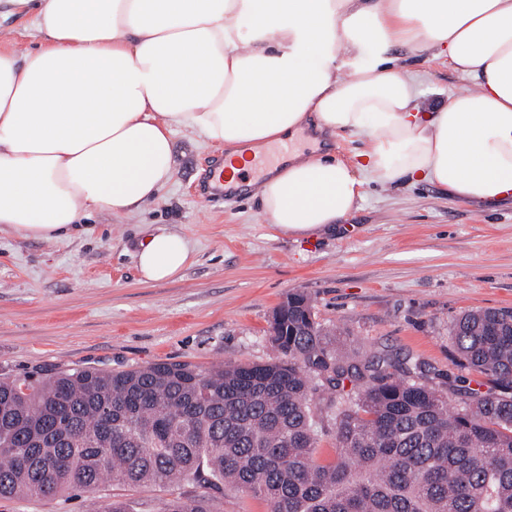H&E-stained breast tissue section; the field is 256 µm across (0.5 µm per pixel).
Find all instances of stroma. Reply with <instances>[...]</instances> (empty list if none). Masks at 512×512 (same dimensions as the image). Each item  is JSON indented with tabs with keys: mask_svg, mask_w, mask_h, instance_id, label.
Instances as JSON below:
<instances>
[{
	"mask_svg": "<svg viewBox=\"0 0 512 512\" xmlns=\"http://www.w3.org/2000/svg\"><path fill=\"white\" fill-rule=\"evenodd\" d=\"M30 32L29 17L0 0V48L33 46ZM392 55L416 73L423 105L473 87L447 57L401 45ZM173 146L172 181L135 216L97 214L56 241L0 232V377L162 361L263 363L276 355L272 312L298 290L348 357H409L427 382L490 388L488 377L464 367L449 328L469 310L512 309L511 202L473 204L428 182H368L336 231L301 238L269 224L252 192L205 198L200 186L223 149L179 130ZM172 228L191 240L193 264L180 279L141 282L140 242ZM196 491L107 482L93 494L0 499V512H97L112 497L134 512H159L172 496Z\"/></svg>",
	"mask_w": 512,
	"mask_h": 512,
	"instance_id": "1",
	"label": "stroma"
}]
</instances>
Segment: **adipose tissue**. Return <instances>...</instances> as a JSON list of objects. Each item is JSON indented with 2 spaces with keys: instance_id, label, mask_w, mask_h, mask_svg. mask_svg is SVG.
Returning a JSON list of instances; mask_svg holds the SVG:
<instances>
[{
  "instance_id": "1",
  "label": "adipose tissue",
  "mask_w": 512,
  "mask_h": 512,
  "mask_svg": "<svg viewBox=\"0 0 512 512\" xmlns=\"http://www.w3.org/2000/svg\"><path fill=\"white\" fill-rule=\"evenodd\" d=\"M11 2L40 44L0 49V231L54 240L94 213L137 214L173 177L178 129L225 146L236 189L251 157L284 146L254 195L290 235L334 230L366 175L512 199V0ZM398 43L446 54L475 92L420 111ZM340 131L370 141L354 164L287 148ZM193 261L173 229L137 254L146 282Z\"/></svg>"
}]
</instances>
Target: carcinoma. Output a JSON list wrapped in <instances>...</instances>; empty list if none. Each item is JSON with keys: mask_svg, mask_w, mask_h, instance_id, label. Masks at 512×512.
<instances>
[{"mask_svg": "<svg viewBox=\"0 0 512 512\" xmlns=\"http://www.w3.org/2000/svg\"><path fill=\"white\" fill-rule=\"evenodd\" d=\"M270 329L278 355L264 363L1 379L0 498L226 482L271 512H512V310L450 325L465 365L495 384L456 391L454 408L413 379L416 363L338 353L300 291ZM161 512L211 510L184 494Z\"/></svg>", "mask_w": 512, "mask_h": 512, "instance_id": "obj_1", "label": "carcinoma"}]
</instances>
